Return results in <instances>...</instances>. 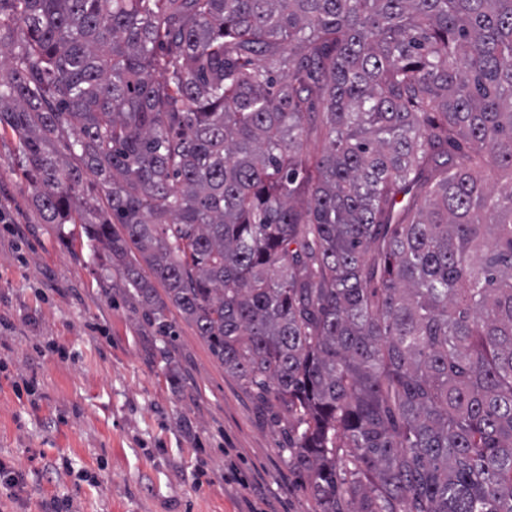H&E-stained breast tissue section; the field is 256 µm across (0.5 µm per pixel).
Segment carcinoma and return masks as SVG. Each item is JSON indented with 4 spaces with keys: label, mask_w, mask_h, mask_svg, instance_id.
<instances>
[{
    "label": "carcinoma",
    "mask_w": 512,
    "mask_h": 512,
    "mask_svg": "<svg viewBox=\"0 0 512 512\" xmlns=\"http://www.w3.org/2000/svg\"><path fill=\"white\" fill-rule=\"evenodd\" d=\"M0 129L318 512H512V0H0Z\"/></svg>",
    "instance_id": "cac0c4a2"
}]
</instances>
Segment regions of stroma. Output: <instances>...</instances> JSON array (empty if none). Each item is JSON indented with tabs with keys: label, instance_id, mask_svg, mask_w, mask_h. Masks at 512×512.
Segmentation results:
<instances>
[{
	"label": "stroma",
	"instance_id": "stroma-1",
	"mask_svg": "<svg viewBox=\"0 0 512 512\" xmlns=\"http://www.w3.org/2000/svg\"><path fill=\"white\" fill-rule=\"evenodd\" d=\"M164 346L119 274L40 220L0 131V512H317L288 415L172 313Z\"/></svg>",
	"mask_w": 512,
	"mask_h": 512
}]
</instances>
